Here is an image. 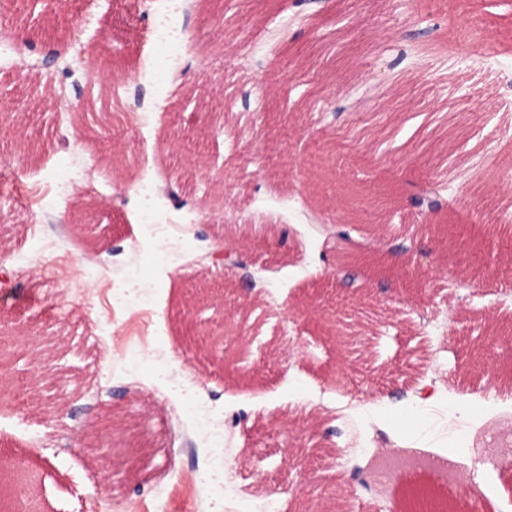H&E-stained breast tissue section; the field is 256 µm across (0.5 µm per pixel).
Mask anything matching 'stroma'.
<instances>
[{
  "instance_id": "35a3bbf8",
  "label": "stroma",
  "mask_w": 512,
  "mask_h": 512,
  "mask_svg": "<svg viewBox=\"0 0 512 512\" xmlns=\"http://www.w3.org/2000/svg\"><path fill=\"white\" fill-rule=\"evenodd\" d=\"M155 0H50L47 33L15 50L25 24L0 17V122L21 120L36 154L0 139V388L5 475L28 512H298L302 486L338 483L346 512H399L428 493L450 512H512V446L475 445L512 430V247L493 234L512 214L497 158L512 152V0H192L180 23L196 66L152 72ZM433 60L386 68L409 31ZM89 82L61 83L58 41ZM220 67L200 73L203 60ZM121 109L136 89L161 105L147 140L134 123L100 135L75 107L110 79ZM373 114L353 141L312 124L313 104ZM190 180V206L148 209L135 186ZM447 183L446 208L416 214L412 183ZM352 193L351 237L387 228L402 280L337 279L319 247ZM238 217L228 229L217 209ZM240 252L260 288L234 319L250 348L237 375L186 351L178 307L189 289L228 278L217 241ZM111 247L103 261V247ZM374 308L365 360L342 359L322 313ZM51 336L66 411L31 400L36 372L20 328ZM148 449L127 480L88 447L86 426L116 389ZM430 396H422V389ZM247 413L236 423L238 413ZM364 485L348 486L352 466Z\"/></svg>"
}]
</instances>
